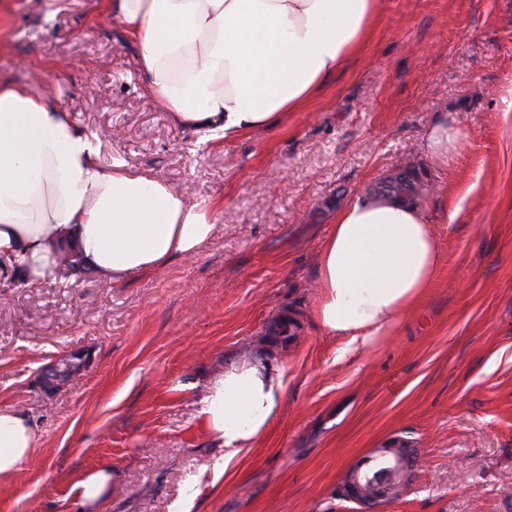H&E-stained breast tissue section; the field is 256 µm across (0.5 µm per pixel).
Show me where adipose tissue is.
<instances>
[{
	"label": "adipose tissue",
	"instance_id": "obj_1",
	"mask_svg": "<svg viewBox=\"0 0 512 512\" xmlns=\"http://www.w3.org/2000/svg\"><path fill=\"white\" fill-rule=\"evenodd\" d=\"M112 14L140 45L149 95L174 122L220 141L274 126L361 48L375 0H112ZM216 207L189 200L156 177L103 164L95 135L48 98L0 83V258L29 278L53 275L73 248L105 278L194 257ZM438 247L425 214L390 196L338 213L316 264V320L342 337L337 359L386 336L430 288ZM282 382L256 361L215 375L199 399L208 434L228 450L270 427ZM31 424L0 411V477L30 457Z\"/></svg>",
	"mask_w": 512,
	"mask_h": 512
}]
</instances>
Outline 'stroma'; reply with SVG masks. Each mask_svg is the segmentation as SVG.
<instances>
[{"mask_svg": "<svg viewBox=\"0 0 512 512\" xmlns=\"http://www.w3.org/2000/svg\"><path fill=\"white\" fill-rule=\"evenodd\" d=\"M358 53L275 127L198 142L148 95L107 0H0V82L49 95L100 160L217 204L190 259L120 279L0 268V409L33 454L0 512H80L81 474L119 479L97 512H355L345 475L401 440L422 458L375 512H512V0H379ZM456 156H429L440 120ZM439 262L416 310L357 357L315 322L316 262L339 210L402 170ZM292 320L287 336L276 326ZM283 383L268 431L234 454L197 385L242 360ZM67 361L54 392L41 379ZM461 136L460 128L448 125V121L436 124L426 141L429 155L443 164L448 163V158L457 152Z\"/></svg>", "mask_w": 512, "mask_h": 512, "instance_id": "35a3bbf8", "label": "stroma"}]
</instances>
